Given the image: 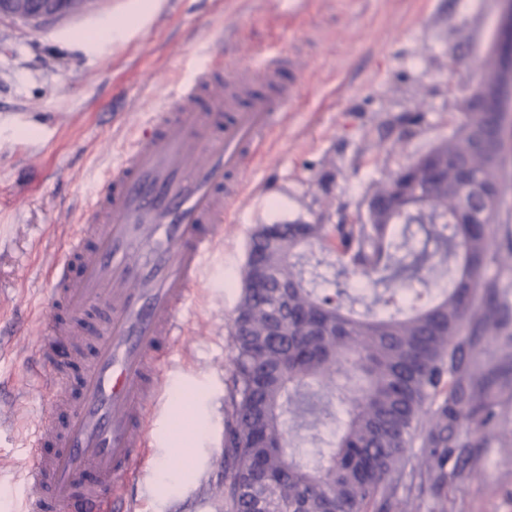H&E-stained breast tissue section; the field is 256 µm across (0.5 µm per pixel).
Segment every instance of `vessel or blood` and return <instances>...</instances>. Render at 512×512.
<instances>
[{
    "label": "vessel or blood",
    "instance_id": "1",
    "mask_svg": "<svg viewBox=\"0 0 512 512\" xmlns=\"http://www.w3.org/2000/svg\"><path fill=\"white\" fill-rule=\"evenodd\" d=\"M290 71L304 73V62L276 48L221 80L214 64L197 68L172 105L148 114L84 209L48 299L75 318L106 315L91 335L52 318L35 341L46 355L72 334L92 355L75 357L79 397L63 367L46 376L51 397L29 444L56 452L27 468L25 512H133L125 489L160 412V362L179 344L224 216L244 195L242 168L300 95ZM84 472L97 483L80 486Z\"/></svg>",
    "mask_w": 512,
    "mask_h": 512
}]
</instances>
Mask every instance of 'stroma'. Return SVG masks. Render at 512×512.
Returning <instances> with one entry per match:
<instances>
[{
  "label": "stroma",
  "instance_id": "35a3bbf8",
  "mask_svg": "<svg viewBox=\"0 0 512 512\" xmlns=\"http://www.w3.org/2000/svg\"><path fill=\"white\" fill-rule=\"evenodd\" d=\"M134 0H88L83 13L38 26L0 19V512H22L24 470L54 366L28 347L44 326L51 263L144 113L169 103L205 43L228 63L277 47L301 57L307 81L285 125L249 165L224 224L187 333L162 370L164 411L127 492L136 512H224V397L229 326L258 225L363 224L365 200L460 125L500 0H160L128 26ZM126 28L117 44L107 29ZM309 261L365 313L372 293L339 276L335 254ZM292 432L314 461L340 426L338 405ZM448 512H512V419L473 438Z\"/></svg>",
  "mask_w": 512,
  "mask_h": 512
}]
</instances>
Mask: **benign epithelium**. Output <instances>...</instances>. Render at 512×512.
<instances>
[{
	"label": "benign epithelium",
	"instance_id": "1",
	"mask_svg": "<svg viewBox=\"0 0 512 512\" xmlns=\"http://www.w3.org/2000/svg\"><path fill=\"white\" fill-rule=\"evenodd\" d=\"M64 17L63 0H34L31 11L22 20L31 24ZM501 59L499 83L493 86L473 85L465 108L499 112L512 101V4L503 2L497 28L488 45Z\"/></svg>",
	"mask_w": 512,
	"mask_h": 512
}]
</instances>
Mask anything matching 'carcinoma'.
<instances>
[{
	"mask_svg": "<svg viewBox=\"0 0 512 512\" xmlns=\"http://www.w3.org/2000/svg\"><path fill=\"white\" fill-rule=\"evenodd\" d=\"M511 161L512 114L466 111L374 190L367 223L336 225L340 274L383 287L377 313L356 317L342 291L306 279L300 248L326 239L325 225L255 229L230 326L225 512H391L415 489L446 512L453 449L507 420L512 402ZM414 224L436 251L406 263ZM435 257L450 286L432 298L420 272ZM255 261L267 288L247 285ZM315 387L344 420L309 464L288 454L285 425Z\"/></svg>",
	"mask_w": 512,
	"mask_h": 512,
	"instance_id": "cac0c4a2",
	"label": "carcinoma"
}]
</instances>
